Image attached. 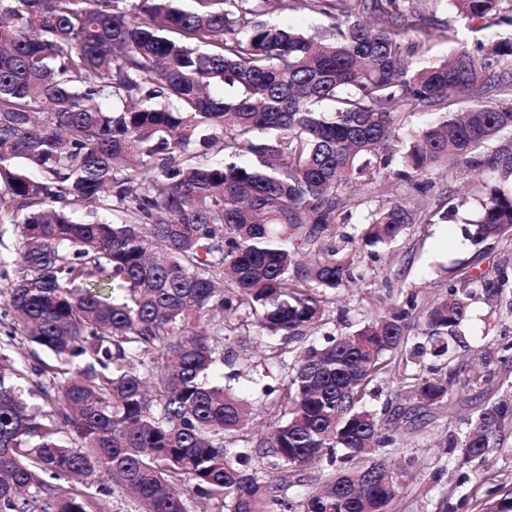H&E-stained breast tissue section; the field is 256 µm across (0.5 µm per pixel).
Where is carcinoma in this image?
<instances>
[{"label": "carcinoma", "mask_w": 512, "mask_h": 512, "mask_svg": "<svg viewBox=\"0 0 512 512\" xmlns=\"http://www.w3.org/2000/svg\"><path fill=\"white\" fill-rule=\"evenodd\" d=\"M247 2L0 0V215L20 236L10 305L51 355L40 371L61 380L58 423L0 374V512H89L98 471L111 483L100 493L143 512H188V493L197 512H390L414 477L411 459L385 466L398 426L363 403L413 327L429 338L415 354L448 353L466 287L425 306L409 290L354 333L305 347L285 383L263 387L277 422L257 439L243 432L250 403L224 387V340L243 308L281 337V356L326 325L319 290L357 279L336 248L354 241L338 228L356 180L387 175L419 193L361 231L392 242L455 211L423 200L437 166L512 170V152L483 154L512 133V9L448 0L473 30L497 27L472 50L450 24L411 40L420 0H336L329 39L260 22ZM440 38L452 56L418 65ZM409 110L431 120L404 142ZM469 191L472 242L512 239V188ZM99 276L123 295L102 293ZM454 377L403 373L396 396L438 406ZM511 423L512 398L490 399L444 447L463 470ZM322 459L333 471L296 499L300 469ZM485 484L464 503L512 512Z\"/></svg>", "instance_id": "1"}]
</instances>
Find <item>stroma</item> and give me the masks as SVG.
I'll use <instances>...</instances> for the list:
<instances>
[{
  "mask_svg": "<svg viewBox=\"0 0 512 512\" xmlns=\"http://www.w3.org/2000/svg\"><path fill=\"white\" fill-rule=\"evenodd\" d=\"M259 10L262 21L289 25L304 31L329 37L336 32L337 10L315 7L299 13L264 11L263 0H249ZM502 180L499 172L484 169L467 174L436 170L432 187L426 194L430 205L455 201L456 213L448 222L424 228L415 224L398 240L372 246L361 242L346 244L344 252L354 257L360 278L348 287L327 294L329 310L328 332L349 334L363 322L386 312L402 301V289L417 293L419 303L444 295L448 283L440 271L441 265L456 263L457 275L467 278L472 293L467 319L459 333L449 341V354L410 360L407 371L427 375L430 368L450 366L457 377L448 399L441 406L427 408L416 400H404L405 409L416 412L418 418L402 428V437L394 448L392 461L414 459V477L394 503L391 512H472L459 507L463 493L445 471L452 463L437 443L448 430L462 428L466 417L486 399L500 396L512 388V291L495 300H488L483 284L496 281L500 272L512 276V241H489L473 245L465 229L474 219L478 204L464 190L466 179ZM352 195V224L366 223L371 210L387 201H416L411 186L392 180L377 179L372 185L355 183ZM19 232L10 221L0 222V356H7L22 374L21 384L28 402L47 414H54L50 397L58 386L51 375L40 372L48 355L28 341L9 300L8 285L14 275L18 256ZM274 338L262 335L248 311H240L235 329L227 341L233 353H250L255 361L251 376L240 378L235 386L253 404V417L248 425L251 436L260 437L275 424L271 400L262 393L263 385H278L292 373L295 357L271 355ZM471 480H487L495 498L512 497V428L505 431L496 452L484 463L472 464Z\"/></svg>",
  "mask_w": 512,
  "mask_h": 512,
  "instance_id": "stroma-1",
  "label": "stroma"
}]
</instances>
